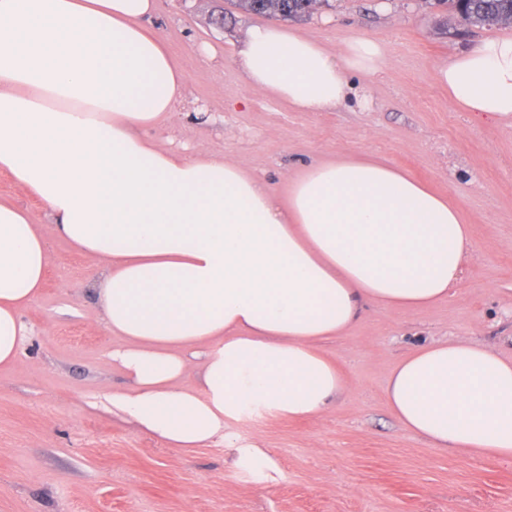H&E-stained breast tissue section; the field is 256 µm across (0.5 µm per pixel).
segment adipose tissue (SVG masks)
I'll return each instance as SVG.
<instances>
[{"mask_svg":"<svg viewBox=\"0 0 512 512\" xmlns=\"http://www.w3.org/2000/svg\"><path fill=\"white\" fill-rule=\"evenodd\" d=\"M157 0H0V169L36 195L60 236L101 263L96 316L122 343L112 408L179 452L236 446L230 422L314 418L347 384L320 349L362 309L426 307L459 284L460 208L389 164L343 156L276 193L239 162L164 146L154 129L186 78L146 25ZM247 82L303 112L333 109L384 49L344 57L292 29L250 28ZM464 112L512 116V37L439 64ZM50 261L42 227L0 198V368L20 357V316ZM196 384H186L189 372ZM400 425L437 448L512 457V356L464 342L412 349L386 389ZM239 461H266L255 445Z\"/></svg>","mask_w":512,"mask_h":512,"instance_id":"adipose-tissue-1","label":"adipose tissue"}]
</instances>
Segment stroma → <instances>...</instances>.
I'll use <instances>...</instances> for the list:
<instances>
[{
    "instance_id": "stroma-1",
    "label": "stroma",
    "mask_w": 512,
    "mask_h": 512,
    "mask_svg": "<svg viewBox=\"0 0 512 512\" xmlns=\"http://www.w3.org/2000/svg\"><path fill=\"white\" fill-rule=\"evenodd\" d=\"M268 22L231 0H158L149 26L188 83L155 137L241 162L278 192L341 155L393 165L460 206L471 230L461 284L429 307H369L323 342L347 382L323 416L233 422L268 465L234 464L221 444L182 454L113 411L125 380L108 357L120 340L93 310L96 261L0 169V197L28 209L50 244L43 292L22 312L30 339L0 370V512H512V458L433 447L397 423L385 394L394 365L419 345L457 340L512 355V118L460 111L433 78L441 60L512 28L457 36L424 0H330L287 28L339 56L368 37L385 60L378 73L350 75L340 106L301 112L248 85L234 63L248 29Z\"/></svg>"
}]
</instances>
